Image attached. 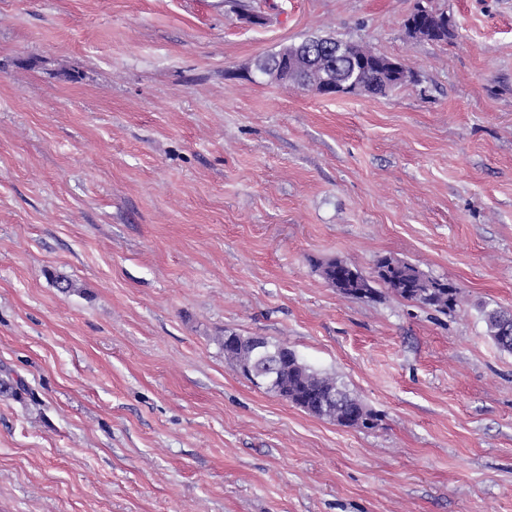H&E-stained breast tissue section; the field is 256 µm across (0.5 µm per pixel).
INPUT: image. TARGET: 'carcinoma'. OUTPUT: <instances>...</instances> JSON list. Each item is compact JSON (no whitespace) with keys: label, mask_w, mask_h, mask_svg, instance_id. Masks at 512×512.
<instances>
[{"label":"carcinoma","mask_w":512,"mask_h":512,"mask_svg":"<svg viewBox=\"0 0 512 512\" xmlns=\"http://www.w3.org/2000/svg\"><path fill=\"white\" fill-rule=\"evenodd\" d=\"M425 20L430 31L425 40L446 43L453 37L449 17L434 9L428 11ZM336 43L333 37L312 36L298 43L283 47L277 52L259 57L255 67L262 69L264 76L280 83L321 91L323 78L344 79L357 83L376 79V65L387 60L366 46L352 44V58L342 61L325 50L328 44ZM320 273L328 284L339 293L356 298L377 296L375 287L365 288L360 270L342 260H331L320 266ZM377 278L386 288L404 300L418 303L436 312L445 313L457 305V288L446 281L431 278L408 262L384 257L377 264ZM488 335L499 350L512 353V337H506L504 322L512 318V311L503 308L482 310ZM237 347H224V357L239 370L252 359V345L246 336H236ZM267 348L280 354L275 381L265 391L288 400L304 411L326 418L344 427L373 428L378 416L368 409L363 401L351 392L336 377L322 374L288 348L286 343L266 342ZM336 394V403H324L330 394Z\"/></svg>","instance_id":"obj_1"}]
</instances>
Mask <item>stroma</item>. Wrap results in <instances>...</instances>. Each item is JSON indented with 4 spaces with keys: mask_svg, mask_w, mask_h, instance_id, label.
I'll use <instances>...</instances> for the list:
<instances>
[{
    "mask_svg": "<svg viewBox=\"0 0 512 512\" xmlns=\"http://www.w3.org/2000/svg\"><path fill=\"white\" fill-rule=\"evenodd\" d=\"M0 0V512H512V0ZM310 36L384 95L256 76ZM442 314L339 294L382 257ZM73 281L70 292L56 285ZM288 343L379 415L316 417L224 357ZM430 11L426 14L424 19L429 23L430 31L423 40L435 43H448L454 34L452 33L451 26L448 24L449 17L446 13L434 10L429 7ZM376 274L379 282L404 300L440 313L457 305V288L446 281L428 277L408 262L384 257L377 264ZM337 269L344 274L342 279L336 278ZM320 273L331 287L336 288V290L343 295L373 299L378 294L377 289L373 286V280L366 277L360 270L345 261L338 259L331 260L320 266ZM361 279H369L372 283L371 287L363 288ZM482 315L487 333L493 339L498 349L503 352L512 353V337L506 338L504 333V322L509 317L512 319V311L503 308H484Z\"/></svg>",
    "mask_w": 512,
    "mask_h": 512,
    "instance_id": "35a3bbf8",
    "label": "stroma"
}]
</instances>
